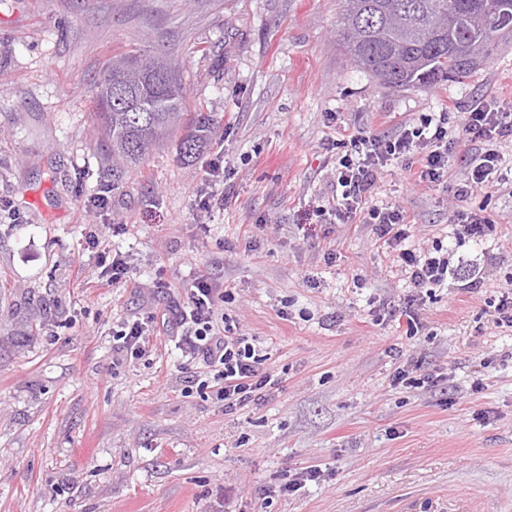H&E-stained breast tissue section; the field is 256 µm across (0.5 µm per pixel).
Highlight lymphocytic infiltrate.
Returning <instances> with one entry per match:
<instances>
[{"label": "lymphocytic infiltrate", "mask_w": 512, "mask_h": 512, "mask_svg": "<svg viewBox=\"0 0 512 512\" xmlns=\"http://www.w3.org/2000/svg\"><path fill=\"white\" fill-rule=\"evenodd\" d=\"M512 139V111L503 103L482 101L464 111L456 135L448 133V115H427L416 124L402 123L393 137L358 132L351 136L350 149L336 158V193L327 204L317 206L322 218L340 224H367L377 242L387 247L393 261L408 279L413 292L401 309L409 335L423 329L421 310L424 292L447 284L457 270L467 272L470 289L482 285V268L477 260L454 258L442 245H409L411 219L400 205L378 207L370 199L380 171L399 162L410 180L438 184L450 167L462 163L464 174L454 185L453 196L466 201L487 186L501 167L499 145ZM467 143L470 150L457 154L456 147ZM100 225L87 233L88 259L100 269L101 284L110 286L128 276L129 257L120 252H100ZM224 291L207 275L199 273L184 288L179 300L165 309L164 323L182 356L201 362L215 380L213 395L225 408L261 404L278 391L281 381L262 368L266 356L256 339L233 335L221 325L219 304Z\"/></svg>", "instance_id": "lymphocytic-infiltrate-1"}]
</instances>
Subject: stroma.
<instances>
[{"mask_svg": "<svg viewBox=\"0 0 512 512\" xmlns=\"http://www.w3.org/2000/svg\"><path fill=\"white\" fill-rule=\"evenodd\" d=\"M339 17V0H0V205L19 215L0 223V512H512V328L488 306L512 290V180L459 203L382 172L376 201L405 206L417 242L472 259L455 211L497 222L482 287L433 289L415 336L369 227L310 220L335 192L336 142L512 102V42L462 82L391 92L346 59ZM131 50L175 66L187 111L217 123L193 163L173 135L117 179L93 85ZM215 194L223 208L201 210ZM93 224L101 250L129 253L126 282L99 286ZM189 254L270 354L282 384L263 405L198 388L160 322L149 355L119 351L123 322L177 296ZM417 357L438 385H393ZM308 466L319 480L283 492Z\"/></svg>", "mask_w": 512, "mask_h": 512, "instance_id": "obj_1", "label": "stroma"}]
</instances>
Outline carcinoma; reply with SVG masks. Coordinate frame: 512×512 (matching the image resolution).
Segmentation results:
<instances>
[{"instance_id":"carcinoma-1","label":"carcinoma","mask_w":512,"mask_h":512,"mask_svg":"<svg viewBox=\"0 0 512 512\" xmlns=\"http://www.w3.org/2000/svg\"><path fill=\"white\" fill-rule=\"evenodd\" d=\"M487 0H340L341 41L355 65L388 90L426 88L459 82L476 67L464 52L487 60L512 37V17L486 8ZM135 50L110 58L96 84V130L112 153V172L137 166L182 129L179 156L190 163L206 144L215 124L210 112H188L184 87L174 69ZM129 92L128 104L115 102L117 86Z\"/></svg>"}]
</instances>
